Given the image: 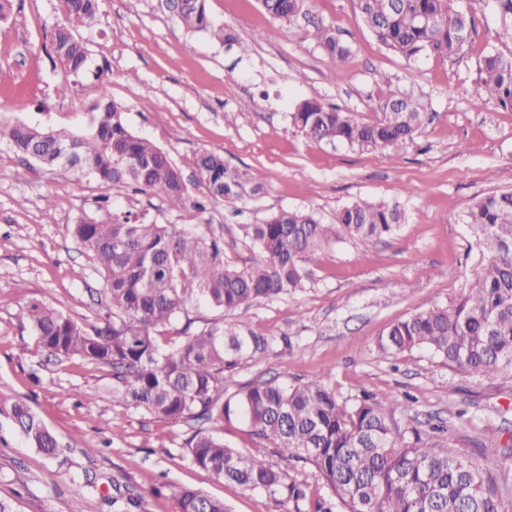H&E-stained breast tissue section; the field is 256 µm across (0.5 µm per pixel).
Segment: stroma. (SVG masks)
<instances>
[{
	"mask_svg": "<svg viewBox=\"0 0 512 512\" xmlns=\"http://www.w3.org/2000/svg\"><path fill=\"white\" fill-rule=\"evenodd\" d=\"M457 6L475 26L458 58L429 53L409 62L366 27L352 0H312L309 14L290 24L265 14L257 0H206L214 22L249 44L245 55L187 32L160 0H102L95 24L76 32L90 69L61 97V70L46 53L52 29L65 22L59 0H13L0 22V118L79 130L105 89L125 106L130 128L169 155L192 195L204 193L195 159L207 150L220 152L228 166L262 170L265 185L258 195L218 200L202 213L176 210L154 195H112L91 178L42 166L0 136L1 498L15 501L18 512L62 505L115 512L104 498L117 479L142 497L141 512H177L174 493L182 488L223 500L231 512H293L294 502L195 465L183 446L192 420L116 405L110 368L48 359L25 310L39 300L97 323L104 280L70 226L104 195L116 211L222 239L225 261L239 268L259 258L242 225L283 209L331 224L339 209L366 200L399 204L404 223L384 239L345 237L308 255L305 286L294 294L227 313L198 300L192 316L200 326L244 323L273 338L267 357L242 363L236 387L318 379L343 401L365 393L391 399L398 417L492 475L502 512H512V372L469 377L425 350L380 349L395 322L463 294L464 273L479 259L465 214L483 197L512 192V108L476 97L485 52L512 53V44L496 39L491 0ZM312 22L335 28L349 49L344 62L306 38ZM391 85L428 104L427 121L395 158L381 148L312 141L291 122L295 107L312 98L375 122ZM247 100L252 109L240 111ZM228 112L237 113L234 124L225 123ZM87 391L96 399L84 400ZM17 399L55 434L60 458H45L15 429L3 407ZM207 427L244 455L282 463L280 449L241 415L213 418ZM87 474L98 477L97 491H78Z\"/></svg>",
	"mask_w": 512,
	"mask_h": 512,
	"instance_id": "obj_1",
	"label": "stroma"
}]
</instances>
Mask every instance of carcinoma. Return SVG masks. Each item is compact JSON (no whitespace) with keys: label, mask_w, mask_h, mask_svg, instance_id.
Listing matches in <instances>:
<instances>
[{"label":"carcinoma","mask_w":512,"mask_h":512,"mask_svg":"<svg viewBox=\"0 0 512 512\" xmlns=\"http://www.w3.org/2000/svg\"><path fill=\"white\" fill-rule=\"evenodd\" d=\"M270 17L293 22L309 0H257ZM362 20L389 49L411 62L424 53L457 56L469 43L474 18L453 0H353ZM496 34L512 43V0H493ZM67 23L51 33L50 51L64 78L59 94L68 95L71 78L89 67L80 27L97 18L99 0H61ZM189 30L204 32L228 45L238 37L215 25L206 0H166ZM338 61L349 49L335 29L315 25L306 31ZM477 96L512 107V54L486 52ZM85 131L53 130L25 121L0 126L14 149L40 164L59 167L68 148L75 171L115 193L151 194L173 209L204 212L211 200L235 202L263 188L261 172H241L212 151L195 160L206 193L190 194L182 171L168 154L128 126L125 108L107 90L88 108ZM381 118L358 120L351 112L316 99L301 102L292 123L311 140L341 142L359 148L398 150L422 127L424 105L400 89H388L379 103ZM79 216L73 237L90 253L105 282L103 324L89 329L62 311L32 301L26 308L37 342L59 361L79 359L112 368V397L117 404L161 418H228L242 414L257 435L281 448L285 462L310 464L329 497L318 498L310 512H500L495 483L474 464L450 454L414 427H403L389 400L348 404L320 382L285 385L264 381L247 386L234 399L224 390L234 383L241 361L261 359L273 342L244 325L213 323L195 331L188 311L204 297L225 312L304 288V258L330 238L344 233L370 240L390 236L405 220L396 203L353 202L325 224L312 213L280 210L242 231L261 258L238 269L224 262V245L205 243L176 224L147 222L131 212L108 208ZM482 260L471 272L465 292L444 306L416 313L393 324L380 344L385 353L423 349L448 367L474 377L512 370V192L478 200L465 215ZM186 317V336L160 344L161 327ZM14 424L45 457L62 448L53 433L23 400L10 404ZM192 461L214 475L272 497L307 499L306 487L287 482V468H273L224 445L201 429L184 442ZM178 512H229L224 501L195 489L176 493ZM112 505L133 512L141 500L112 482Z\"/></svg>","instance_id":"cac0c4a2"}]
</instances>
